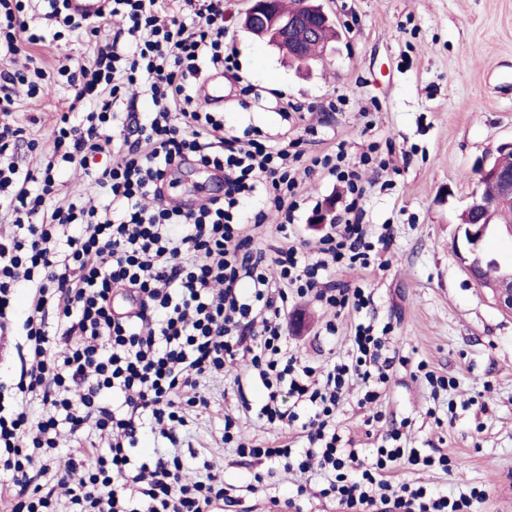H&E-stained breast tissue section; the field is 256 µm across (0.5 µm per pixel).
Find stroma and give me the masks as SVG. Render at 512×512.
Here are the masks:
<instances>
[{"instance_id":"obj_1","label":"stroma","mask_w":512,"mask_h":512,"mask_svg":"<svg viewBox=\"0 0 512 512\" xmlns=\"http://www.w3.org/2000/svg\"><path fill=\"white\" fill-rule=\"evenodd\" d=\"M341 37L328 60L299 70L273 46L245 32L240 19L252 0H224V40L235 51L238 72L224 76V128L262 129L271 143L302 142L306 154L344 143L358 159L370 143L380 155L395 154L398 173L370 168L362 203L368 239L378 262L371 272L348 268L332 275L339 284L364 282L371 303L339 317L310 302L288 303L286 337L311 365L343 355L354 322L372 324L385 338L384 356L394 358L387 399L380 409L359 404L351 390L336 420L345 448L376 447L391 428H401L408 447L442 452L459 468L447 475L434 468L402 469L397 479L458 492L484 490L476 512H512L504 490L512 484V313L502 310L458 258L459 216L479 191L476 160L512 138V0H322ZM88 37L62 31L9 58L0 52V71L43 68L45 96L18 92L0 123L25 130L13 159L20 169L36 168L52 139L58 113L67 111L72 87L59 83L60 67L88 61ZM261 91L259 100L239 102V80ZM339 109H332L336 98ZM300 108L285 119L281 99ZM170 197L206 201L224 184L192 164L174 170ZM303 204L295 235L316 243L328 230L312 217L327 201L343 203L346 190L327 171L303 181ZM385 245H378L380 234ZM335 320L336 335L323 324ZM455 381L454 389L433 392L417 369ZM426 370V371H427ZM200 390L207 411H190V436L178 450L197 474L221 472L238 503L233 512H289L273 506L286 498L298 476L279 472L267 479L266 462L242 458L225 447L224 418H239L245 438L273 440V431L244 416L258 406L260 386L242 379L208 377ZM257 482L256 492L246 491Z\"/></svg>"}]
</instances>
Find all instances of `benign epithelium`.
Here are the masks:
<instances>
[{"label": "benign epithelium", "instance_id": "benign-epithelium-1", "mask_svg": "<svg viewBox=\"0 0 512 512\" xmlns=\"http://www.w3.org/2000/svg\"><path fill=\"white\" fill-rule=\"evenodd\" d=\"M265 3L267 0H253L245 16V28L249 30L258 25V21H263L264 27L270 29L272 45H288V56L300 65L308 66V57L303 53L302 44L296 41L295 33L303 30L310 38L318 27L329 25V16L321 7L311 4L310 0H302L286 17L270 11ZM476 172L479 180L496 183L499 193L493 200H485L477 193L472 196L466 207L471 219L460 225L464 229L465 250L460 258L477 284L491 290L498 306L512 312V263L500 262L482 247L484 239L491 232L512 237L511 224L493 223L499 210L512 205V170L499 167L494 155L489 154L477 160Z\"/></svg>", "mask_w": 512, "mask_h": 512}]
</instances>
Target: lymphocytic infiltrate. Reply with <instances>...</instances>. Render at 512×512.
<instances>
[{
    "mask_svg": "<svg viewBox=\"0 0 512 512\" xmlns=\"http://www.w3.org/2000/svg\"><path fill=\"white\" fill-rule=\"evenodd\" d=\"M43 28L31 27L35 0H0V50L17 55L44 41L57 26L86 32L90 19L70 0H46ZM106 15L127 23V42L98 45L78 73L60 68L75 89L59 113L41 171H20L10 152L22 127L0 125V330L14 326L29 346L13 387L0 383V472L12 481V512H210L224 500L220 476L205 473L187 483V462L160 453L153 465H134L131 455L143 429L178 444L187 424L182 394L200 376L243 361L245 376L262 382L255 411L265 426L292 430L290 438L255 445L240 437L237 421L224 419V442L239 455L266 459L272 470L324 476L321 497L343 512H472L484 499L477 489L449 496L408 482H394L400 466L451 472L455 460L406 447L390 430L372 453L340 445L336 412L350 385L359 384L361 405L386 396L392 359L372 325L354 327L345 356L323 369L302 364L285 343L289 295L327 307L361 311L370 301L361 286H339L328 272L337 266L370 269L373 246L360 222L365 195L361 168L395 169L394 158L358 162L343 147L306 156L297 141L269 143L261 131H224V118L198 101L191 84L203 66L232 71L224 46V0H204L191 20L165 19L160 0H107ZM147 82L153 111L136 121L134 140L114 143L117 112L126 90ZM110 163L93 169L91 159ZM222 172L224 195L183 212L163 201L167 174L185 158ZM82 169L89 185L112 205L101 214L84 196H54L55 173ZM326 170L343 183L350 202L309 252L300 239L267 250L258 231L269 212L279 229L294 224L302 202L300 172ZM124 287L138 297L135 314L114 312L112 297ZM29 295L17 317V290ZM58 315L48 328V310ZM123 396L111 408L108 396ZM294 401L284 408V398ZM307 409L300 421L299 409ZM74 436L93 431L106 450L89 449L69 459L85 474L59 504L54 488L32 486L38 450L58 453L59 427Z\"/></svg>",
    "mask_w": 512,
    "mask_h": 512,
    "instance_id": "lymphocytic-infiltrate-1",
    "label": "lymphocytic infiltrate"
}]
</instances>
